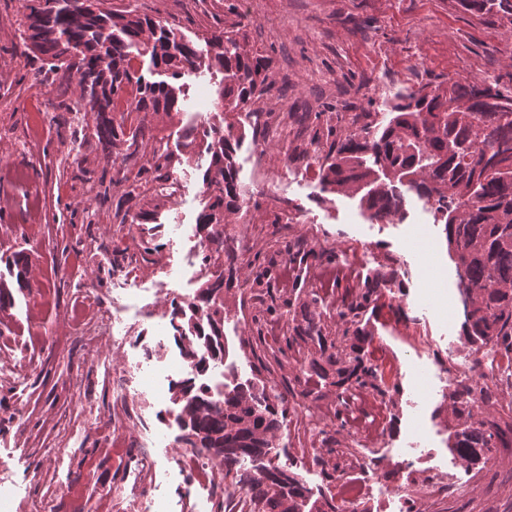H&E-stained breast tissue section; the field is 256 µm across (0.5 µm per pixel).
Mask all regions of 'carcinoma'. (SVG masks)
Here are the masks:
<instances>
[{"label": "carcinoma", "mask_w": 512, "mask_h": 512, "mask_svg": "<svg viewBox=\"0 0 512 512\" xmlns=\"http://www.w3.org/2000/svg\"><path fill=\"white\" fill-rule=\"evenodd\" d=\"M105 0H22V41L26 59L39 63L32 78L52 87L53 108L71 112L82 104L93 120L98 144L112 154V183L125 187L112 209V223L136 227V252L112 250V266L149 264L161 245L158 210L166 196L157 191L182 158L164 147L148 116L180 114L185 74L205 69L222 75L218 84L220 115L208 133L182 129L184 147L204 148L210 160L202 184L205 205L196 229L205 243L201 261L208 268L191 308L204 316L188 326L190 315L170 302L175 343L184 357L206 368L228 355L224 342V293L250 287L263 309L251 319L256 347L271 350L274 361L291 357L300 343L314 352L302 363L305 388L288 389L295 397L319 399L323 387H380L378 372L366 354L371 334L362 326L370 307L393 276L378 269L366 273L356 295L338 314L342 335L327 331L331 310L314 290L293 288L282 303L265 300L262 287L269 270L241 279L234 240L224 224L246 202L235 155L244 134L234 133L230 117L246 111L252 137H265L258 104L271 90L269 59L250 47L246 25L212 30L202 52L173 26L128 6L104 7ZM475 10L497 8L512 14V0H464ZM148 61L153 80L132 61ZM79 89L69 96L71 84ZM288 117L317 148L318 176L339 195L362 193L360 209L371 221H387L402 211L405 185L436 204L448 249L456 252L458 288L463 296V335L474 352L477 377L455 383L449 395L456 424L449 448L474 466H484L494 448H512V93L484 80L422 87L394 106L384 124L371 112H290ZM286 254L306 281L308 260H336L334 250L288 245ZM303 309L297 318V309ZM288 319L287 330L268 337V319ZM178 406L174 421L181 441L207 448L224 482L238 487V509L230 499L217 512H344L333 500L310 502V490L293 471L273 462L278 432L287 425L284 395L269 379L238 383L218 399L196 380L171 386Z\"/></svg>", "instance_id": "carcinoma-1"}]
</instances>
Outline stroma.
I'll return each instance as SVG.
<instances>
[{"label": "stroma", "instance_id": "1", "mask_svg": "<svg viewBox=\"0 0 512 512\" xmlns=\"http://www.w3.org/2000/svg\"><path fill=\"white\" fill-rule=\"evenodd\" d=\"M153 17H166L190 40L206 30L234 29L248 20L250 45L268 55L270 98L302 112H377L389 116L401 97L428 85L486 79L512 90V15L464 9L460 0H126ZM19 0H0V279L12 297L0 310V497L14 512H132L125 470L152 451L160 460V492L173 512H189L188 489L206 487L213 501L224 496L216 470L184 473L179 429L165 430L155 402L135 385V370H154L180 351L155 324L168 313V292L181 279L188 246L179 227L194 228L204 206L202 171L196 162L177 165L182 183L177 204L160 211L162 249L154 263L134 268L139 315L126 316L125 346L111 337L60 349L78 301L120 306L129 290L112 283V245L136 248L138 234L112 222L122 190L110 186L96 197L83 174L99 177L106 165L90 141L92 129L72 113H55L48 88L28 80L22 55ZM182 114L156 121L158 136L183 153L180 130L191 112H216L218 83L201 70L183 78ZM282 143L257 145L245 137L236 155L239 179L249 183L264 150L272 183L226 225L263 229L254 240L273 259L288 243L335 250L339 261L364 258L368 267H399L403 288L382 291L369 310L372 360L388 390L373 435L350 430L338 436L346 454L335 462L348 476L375 485L408 473L405 497L418 512H512V449L497 448L480 473L458 462L448 447L455 422L448 410L453 362L470 357L462 336L463 304L456 263L443 224L415 193H405L404 213L370 222L359 200L324 191L302 163L283 166ZM27 171L31 185L15 174ZM45 198L38 215L28 206L30 189ZM290 202L292 221H274L271 198ZM23 253L29 274L16 279L5 261ZM224 339L229 346L224 383L253 376L243 315L257 313L249 290L224 297ZM279 464L293 467L313 496H335L313 462L307 438L281 436Z\"/></svg>", "mask_w": 512, "mask_h": 512}]
</instances>
